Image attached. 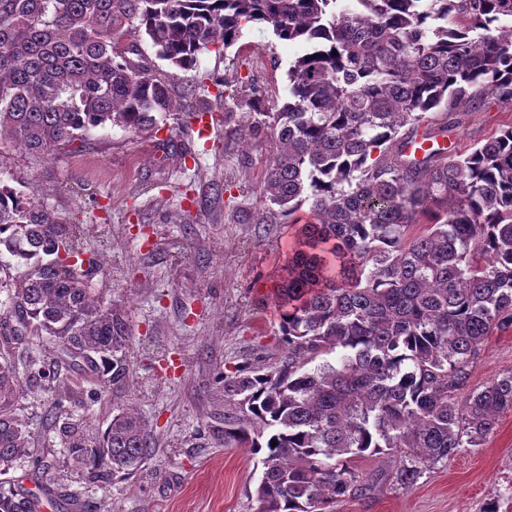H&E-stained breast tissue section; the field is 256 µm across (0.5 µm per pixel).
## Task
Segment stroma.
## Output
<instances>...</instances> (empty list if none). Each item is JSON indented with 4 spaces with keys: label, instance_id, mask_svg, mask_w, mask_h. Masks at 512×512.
Here are the masks:
<instances>
[{
    "label": "stroma",
    "instance_id": "1",
    "mask_svg": "<svg viewBox=\"0 0 512 512\" xmlns=\"http://www.w3.org/2000/svg\"><path fill=\"white\" fill-rule=\"evenodd\" d=\"M141 48L175 99L191 94L209 103L206 124L186 128L170 118L155 138L95 128L86 150L37 161L6 149L15 180L37 187L64 222L87 225L84 246L98 262L95 286L128 300L126 389L113 393L111 375L102 376L97 398H79L75 416L98 435L117 406L133 400L156 450L130 479L91 482L61 474L65 497L57 512H253L255 456L222 446L207 429L221 425L227 406L218 375L278 363L285 352L272 293L289 230L254 221L268 147L260 136L246 144L231 140L230 130L244 118L238 111L225 116L219 83L257 87L283 104L297 49L253 24L191 70L171 68L149 43ZM510 122L512 104L494 99L483 111L462 113L458 153ZM179 151L184 161H177ZM510 370L512 330L490 336L468 385L482 388ZM53 399L34 382L19 410L31 448L49 463L63 451L48 419ZM491 506L512 512V411L480 447L461 449L412 488L388 481L372 498H342L333 512H486Z\"/></svg>",
    "mask_w": 512,
    "mask_h": 512
}]
</instances>
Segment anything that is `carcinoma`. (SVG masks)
Masks as SVG:
<instances>
[{
	"instance_id": "1",
	"label": "carcinoma",
	"mask_w": 512,
	"mask_h": 512,
	"mask_svg": "<svg viewBox=\"0 0 512 512\" xmlns=\"http://www.w3.org/2000/svg\"><path fill=\"white\" fill-rule=\"evenodd\" d=\"M248 22L300 48L288 101L234 90L224 103L254 115L238 140L268 138L258 223L294 228L274 292L287 354L219 377L233 408L213 435L259 456L255 512H332L386 481L356 460L400 454L393 479L409 489L512 411V370L467 388L485 340L512 328V123L465 156L403 152L419 129L435 135L430 112L444 133L490 96L512 102V0H0V146L77 153L99 126L155 134L173 114L197 118L210 108L173 99L140 40L188 70ZM12 180L0 154V254L15 260L0 262V322L13 325L0 344L1 476L26 458L47 468L16 403L56 363L18 367L13 341L46 337L82 360L58 419L90 376L125 386L131 336L82 267L80 225ZM60 431L66 464L94 475L134 476L155 454L133 405L97 442L75 422ZM41 508L0 481V512Z\"/></svg>"
}]
</instances>
